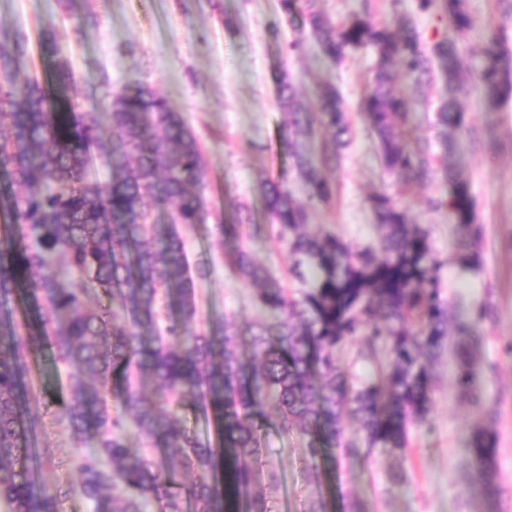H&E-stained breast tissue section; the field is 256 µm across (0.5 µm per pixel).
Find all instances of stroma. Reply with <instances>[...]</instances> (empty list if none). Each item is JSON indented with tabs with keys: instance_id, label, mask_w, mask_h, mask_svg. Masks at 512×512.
Returning a JSON list of instances; mask_svg holds the SVG:
<instances>
[{
	"instance_id": "stroma-1",
	"label": "stroma",
	"mask_w": 512,
	"mask_h": 512,
	"mask_svg": "<svg viewBox=\"0 0 512 512\" xmlns=\"http://www.w3.org/2000/svg\"><path fill=\"white\" fill-rule=\"evenodd\" d=\"M415 3L308 0L306 8L335 22L364 8L380 23L410 17L425 42L446 38L465 51L492 31H504L512 39V15L503 12L498 0H467L474 26L466 33L453 31L435 15L418 13ZM0 28L28 46L22 75L50 85L55 61L65 60L73 72L68 94L79 100L104 82L117 89L139 81L165 97L192 128L205 162L207 215L204 223L182 227L181 233L190 263L211 264L210 275L196 285L202 329L219 318L238 326L268 318L256 301V288L224 266L225 252L233 248L219 234L226 218L242 222L254 261L298 294L288 245L275 237L259 189L264 179L278 177L290 166L282 146L288 112L279 103L276 77L287 72L312 110L319 84L336 85L347 110L351 143L339 168L326 173L332 199L309 204L305 231L336 235L361 250L380 235L367 202L370 194L386 193L406 209L412 223L428 230L443 264L452 330L471 326L473 304L484 302L491 309L472 348V389L491 408L479 411L459 399L453 361L443 356L434 367L432 425L413 431L406 455L324 461L320 479L306 482L301 438L266 428L269 464L281 478L272 496L279 512H300L301 500L310 495L324 497L330 512H342L355 494L366 512H512V356L504 349L512 340V98L495 107L478 94L463 99L474 131L450 144L441 137L436 116L448 92L443 78H436L427 101L414 104L407 123L396 128L407 144L425 141L432 157L430 178L406 186L384 169L376 138L359 110L374 76L373 52L351 51L334 64L321 56L310 37L301 50H290L299 30L282 13L280 0H0ZM47 30L56 37L54 58L39 46ZM450 171L471 183L484 227L483 269L477 274L461 271L460 228L447 210L433 206L448 194ZM28 378L43 481L50 487L67 485L75 480L71 461L79 443L46 404L65 394L68 369L45 354L30 360ZM479 424L492 426L500 437L501 495L494 506L463 481L470 432Z\"/></svg>"
}]
</instances>
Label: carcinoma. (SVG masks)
I'll return each mask as SVG.
<instances>
[{
  "mask_svg": "<svg viewBox=\"0 0 512 512\" xmlns=\"http://www.w3.org/2000/svg\"><path fill=\"white\" fill-rule=\"evenodd\" d=\"M421 12L443 14L457 31L473 28L466 0H417ZM306 25L322 54L336 62L350 50L376 54L373 84L360 108L377 137L384 168L408 185L426 180V147L404 146L395 124L410 102L388 84L412 80L422 96L440 71L452 96L437 112L444 129L471 134V113L457 96L477 90L490 104L512 98V49L502 32L470 49L479 60L476 82L458 81L461 50L440 40L426 45L415 24L374 21L363 11L334 25L308 12ZM27 54L20 39L0 41V502L10 512H58L61 491L41 481L26 376V355L44 346L71 373L57 419L72 436L94 441L73 463L76 479L67 492L93 504L94 512H275L256 491L268 422L305 441L308 468L335 447L348 456L383 457L410 447L411 430L430 425L432 364L445 352L456 365V387L473 383L476 331L448 332V300L442 263L428 232L385 193L369 197L382 234L376 246L353 252L343 239L301 232L306 206L288 191V175L307 188L308 199L328 201L332 184L323 171L338 167L350 144L344 100L333 85L321 89L318 122L330 132L319 154L305 142L315 133L309 111L285 72L278 96L288 108L282 144L291 168L261 185L265 209L278 238L288 242L291 273L302 285L291 299L257 265L241 243L243 224L219 225L221 238L238 246L225 264L259 286L257 300L274 321L244 329L219 319L192 329L199 314L196 279L190 271L179 225L204 222L205 165L191 127L153 88L131 83L107 87L89 106L69 96L50 98L35 78L19 77ZM68 89V63L52 73ZM13 135H3L4 129ZM105 184L91 177L96 161ZM448 197L435 203L461 228L457 262L465 272L482 269V226L468 181L448 177ZM46 306L52 316L18 321L14 303ZM362 337L370 359L387 353L377 376L353 389L336 350ZM361 430L346 434L348 405ZM192 408L213 437L186 429L177 409ZM470 485L494 503L499 495L498 434L476 428L469 441ZM195 476L180 485L170 463Z\"/></svg>",
  "mask_w": 512,
  "mask_h": 512,
  "instance_id": "carcinoma-1",
  "label": "carcinoma"
}]
</instances>
